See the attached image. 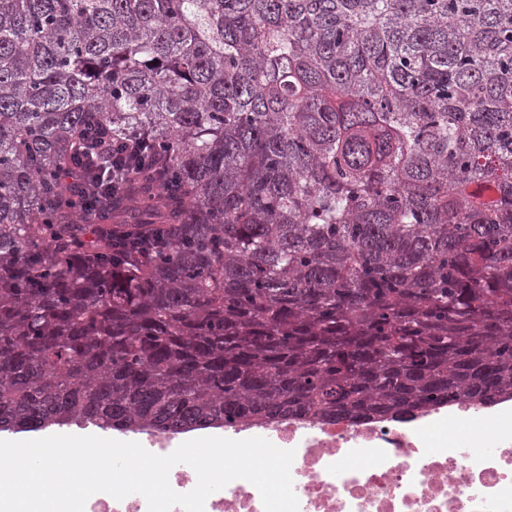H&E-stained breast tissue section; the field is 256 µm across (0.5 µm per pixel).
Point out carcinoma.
<instances>
[{"label":"carcinoma","mask_w":512,"mask_h":512,"mask_svg":"<svg viewBox=\"0 0 512 512\" xmlns=\"http://www.w3.org/2000/svg\"><path fill=\"white\" fill-rule=\"evenodd\" d=\"M507 400L512 0H0V432Z\"/></svg>","instance_id":"carcinoma-1"}]
</instances>
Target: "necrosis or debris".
<instances>
[{
    "instance_id": "4bbe7bcc",
    "label": "necrosis or debris",
    "mask_w": 512,
    "mask_h": 512,
    "mask_svg": "<svg viewBox=\"0 0 512 512\" xmlns=\"http://www.w3.org/2000/svg\"><path fill=\"white\" fill-rule=\"evenodd\" d=\"M440 428L345 419L278 420L259 435L294 450L299 512H512V421L467 403ZM205 512H264L250 482L211 494Z\"/></svg>"
}]
</instances>
